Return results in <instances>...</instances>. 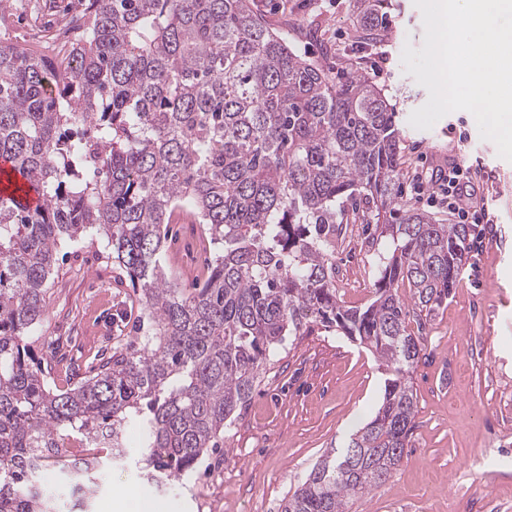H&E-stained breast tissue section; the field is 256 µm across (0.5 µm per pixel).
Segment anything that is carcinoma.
<instances>
[{
    "label": "carcinoma",
    "instance_id": "cac0c4a2",
    "mask_svg": "<svg viewBox=\"0 0 512 512\" xmlns=\"http://www.w3.org/2000/svg\"><path fill=\"white\" fill-rule=\"evenodd\" d=\"M63 55L46 62L0 34V159L35 208L0 197V512H76L138 428L143 480L185 476L251 396L270 356L320 325L383 365L385 396L345 446L313 466L283 512H349L400 466L414 429L421 336L406 317L448 300L475 224H440L400 196L401 134L364 72L338 78L298 53L253 0H85ZM385 0H354L361 31ZM361 198L388 239L374 297L341 304L336 244ZM185 205L219 251L201 287L159 260ZM99 236L148 320L84 382L49 386L32 351L62 241ZM112 447L64 454L70 437ZM59 465L68 497L40 480Z\"/></svg>",
    "mask_w": 512,
    "mask_h": 512
}]
</instances>
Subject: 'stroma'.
<instances>
[{
    "label": "stroma",
    "instance_id": "1",
    "mask_svg": "<svg viewBox=\"0 0 512 512\" xmlns=\"http://www.w3.org/2000/svg\"><path fill=\"white\" fill-rule=\"evenodd\" d=\"M298 51L332 73L364 68L382 87L403 133L404 168L437 174L473 169L475 197L487 218L448 300L426 322L424 354L412 374L415 428L393 476L354 502L352 512H470L469 503L512 512V455L481 459L488 441L512 448V162L482 139L474 116L451 112L428 130L409 123L428 100L404 71L405 45L421 48L424 26L414 0H386L389 25L373 42L355 30L353 0H254ZM82 0H7L10 36L52 44ZM382 246L354 228L336 250V287L344 306L372 296ZM214 247L199 225L175 218L160 261L181 287L198 286ZM143 314L103 242L64 241L33 352L64 389L89 376L113 350L137 348ZM377 359L336 331L315 329L273 354L249 400L217 448L174 492L145 490L136 435L125 462L106 467L95 499L105 512H281L320 457L365 425L384 394ZM130 489L121 498L117 488Z\"/></svg>",
    "mask_w": 512,
    "mask_h": 512
}]
</instances>
